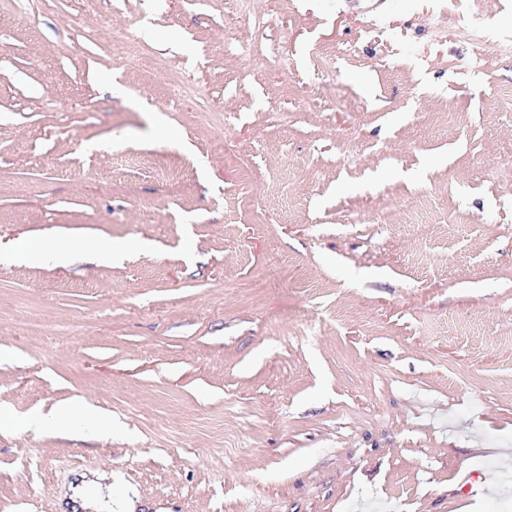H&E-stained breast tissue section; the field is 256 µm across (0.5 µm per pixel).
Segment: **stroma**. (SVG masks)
Instances as JSON below:
<instances>
[{"mask_svg": "<svg viewBox=\"0 0 512 512\" xmlns=\"http://www.w3.org/2000/svg\"><path fill=\"white\" fill-rule=\"evenodd\" d=\"M510 87L512 0H0V512H512ZM120 251L119 247L114 246L110 250L103 251L98 246H92L87 238L79 237L68 248L60 250L52 256H48L47 253L39 246L30 244L26 248L25 257L27 260L34 263L52 260L57 265H65L70 261L73 253L75 252L93 253L100 261L111 262L112 257L114 259ZM28 422L29 426L36 430L52 426L60 431H65L71 428L75 422H82L89 430H95L99 425L106 423V419L98 413L95 407L83 403L77 407L68 404L59 405L48 414L35 413Z\"/></svg>", "mask_w": 512, "mask_h": 512, "instance_id": "1", "label": "stroma"}]
</instances>
